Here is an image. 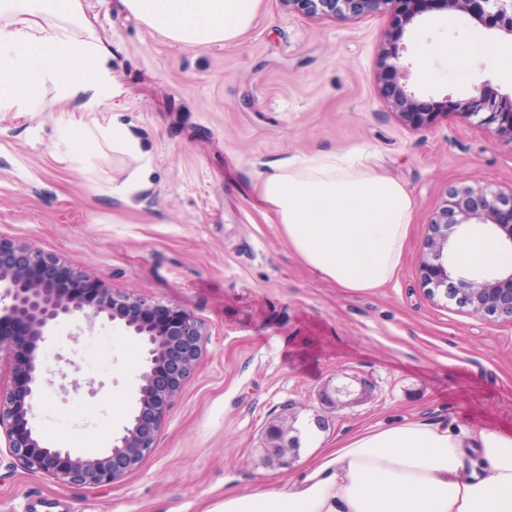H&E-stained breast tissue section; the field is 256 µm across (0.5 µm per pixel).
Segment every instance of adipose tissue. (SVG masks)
Listing matches in <instances>:
<instances>
[{"mask_svg":"<svg viewBox=\"0 0 512 512\" xmlns=\"http://www.w3.org/2000/svg\"><path fill=\"white\" fill-rule=\"evenodd\" d=\"M127 11L186 45L228 43L251 24L259 0H123ZM108 49L83 0H0V112L40 111L95 99ZM254 189L292 250L316 275L364 292L394 274L413 213L371 153L288 158ZM455 261L471 272L512 266L490 235L471 232ZM476 451L489 469L465 473ZM219 512H512V432L457 431L423 420L361 429L312 461L298 480L269 492L225 497Z\"/></svg>","mask_w":512,"mask_h":512,"instance_id":"adipose-tissue-1","label":"adipose tissue"}]
</instances>
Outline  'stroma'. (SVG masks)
I'll return each instance as SVG.
<instances>
[{"label":"stroma","mask_w":512,"mask_h":512,"mask_svg":"<svg viewBox=\"0 0 512 512\" xmlns=\"http://www.w3.org/2000/svg\"><path fill=\"white\" fill-rule=\"evenodd\" d=\"M108 42L114 87L90 112H0V238L82 269L87 278L200 320L204 353L175 396L155 451L109 487L62 485L0 455V512H213L225 496L274 490L358 429L424 420L512 432V325L431 300L419 247L447 188L512 184V144L461 114L426 129L401 121L378 64L396 42L418 101L462 99L473 87L512 94V78L478 58L459 72L440 54L479 29L434 11L397 29L386 16L334 21L260 0L227 44L175 43L122 0H85ZM431 49L428 71L418 48ZM122 125L148 167L145 184L114 193L137 166L103 131ZM82 127L68 139L66 125ZM375 154L413 201L401 265L384 287L347 292L293 252L253 180L290 157ZM38 357L48 385L34 408L46 444L108 451L136 407L142 346L119 323L61 322ZM349 402L324 410L323 389ZM326 415L285 469L264 463L270 423Z\"/></svg>","instance_id":"stroma-1"}]
</instances>
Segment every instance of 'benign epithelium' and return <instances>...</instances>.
<instances>
[{
  "instance_id": "1",
  "label": "benign epithelium",
  "mask_w": 512,
  "mask_h": 512,
  "mask_svg": "<svg viewBox=\"0 0 512 512\" xmlns=\"http://www.w3.org/2000/svg\"><path fill=\"white\" fill-rule=\"evenodd\" d=\"M288 11L310 18L358 19L393 15L400 26L412 25L435 10L469 15L487 30L512 37V0H280ZM383 95L392 112L421 128L436 116L423 112L406 86L392 81ZM439 107L475 117L499 140L512 144V98L499 101L473 87L464 100L445 101ZM473 224L502 233L512 246V184L505 187L452 186L442 205L432 213L419 255V275L429 298L457 292L468 299L467 312L512 325V269L485 278L463 275L450 261L452 237ZM65 271L83 277L76 268H63L56 258L12 241L0 239V347L12 351V384L0 388V435L7 452L24 469L51 477L65 485L87 489L110 486L135 470L154 451L155 437L173 397L194 373L203 354L204 326L193 314L180 311L177 328L143 319L155 304L101 286L98 300L88 303L59 292L55 274ZM118 321L145 346L140 374L138 407L104 454L74 456L61 445L44 443L30 423L36 401L47 378L38 358L45 342L62 320ZM292 426L279 422L268 435L266 448L272 466H288Z\"/></svg>"
}]
</instances>
